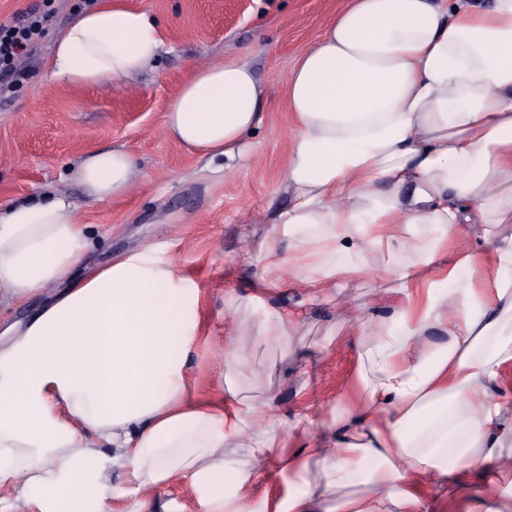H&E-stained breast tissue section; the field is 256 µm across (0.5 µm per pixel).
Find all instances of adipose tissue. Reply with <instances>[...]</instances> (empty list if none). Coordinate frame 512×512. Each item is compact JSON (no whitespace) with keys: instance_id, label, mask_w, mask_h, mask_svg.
Returning <instances> with one entry per match:
<instances>
[{"instance_id":"1","label":"adipose tissue","mask_w":512,"mask_h":512,"mask_svg":"<svg viewBox=\"0 0 512 512\" xmlns=\"http://www.w3.org/2000/svg\"><path fill=\"white\" fill-rule=\"evenodd\" d=\"M162 44L147 10L82 11L46 76L106 85ZM263 101L248 64L202 67L165 131L231 162ZM287 102L291 203L251 216L268 225L244 255L256 287L226 295L224 318L231 336L254 326L287 344L298 321L268 303L283 278L315 300L345 287L366 251L402 254L385 269L392 312L356 323L378 338L358 352L360 398L284 418L274 392L241 394L245 359L229 346L223 397H202V291L175 258L148 244L87 269L93 235L65 196L0 204V308L56 290L0 341V512H149L177 478L195 512H435L421 483L466 491L471 473L487 479L471 512H512L495 492L512 478V398L499 387L512 364V0H349L298 58ZM75 178L95 202L145 175L112 147L83 156ZM473 236L492 250L485 288ZM287 437L302 447L278 462L277 493L257 496ZM357 478L371 494L349 492Z\"/></svg>"}]
</instances>
